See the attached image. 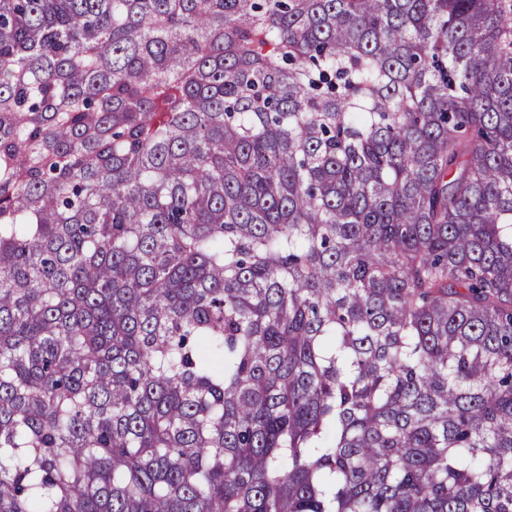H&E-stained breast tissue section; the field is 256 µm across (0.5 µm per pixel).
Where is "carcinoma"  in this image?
Here are the masks:
<instances>
[{"instance_id": "1", "label": "carcinoma", "mask_w": 512, "mask_h": 512, "mask_svg": "<svg viewBox=\"0 0 512 512\" xmlns=\"http://www.w3.org/2000/svg\"><path fill=\"white\" fill-rule=\"evenodd\" d=\"M0 512H512V0H0Z\"/></svg>"}]
</instances>
